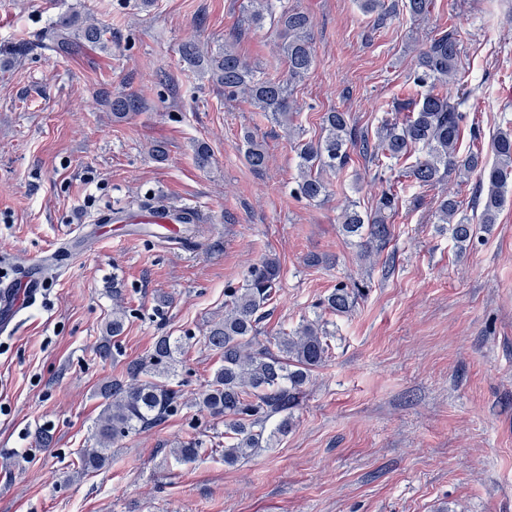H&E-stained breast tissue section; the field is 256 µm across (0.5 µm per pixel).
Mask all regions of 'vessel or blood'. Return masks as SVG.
<instances>
[{"label":"vessel or blood","instance_id":"vessel-or-blood-1","mask_svg":"<svg viewBox=\"0 0 512 512\" xmlns=\"http://www.w3.org/2000/svg\"><path fill=\"white\" fill-rule=\"evenodd\" d=\"M203 219L200 211L191 206H163L159 208L123 211L117 223H97L93 226L96 239L115 236L120 224H147L152 226L153 238L168 246H184L193 240L196 226ZM48 269L47 259L35 260L18 283L0 288V330L8 329L21 310L27 308L44 286Z\"/></svg>","mask_w":512,"mask_h":512}]
</instances>
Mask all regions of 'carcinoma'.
Wrapping results in <instances>:
<instances>
[{
  "instance_id": "1",
  "label": "carcinoma",
  "mask_w": 512,
  "mask_h": 512,
  "mask_svg": "<svg viewBox=\"0 0 512 512\" xmlns=\"http://www.w3.org/2000/svg\"><path fill=\"white\" fill-rule=\"evenodd\" d=\"M432 4L433 0H404L409 14L418 19L427 18ZM275 8V0H251L248 21L257 25L267 15L276 21L283 38L280 53L287 76H267L242 58L230 43L209 55L197 42L189 40L182 44L181 55L189 67L209 75L225 93L242 96L286 129L292 109L289 84L304 78L315 63L310 37L312 21L304 12H277ZM111 42L112 37L91 17L73 10L52 20L44 33L42 48L58 55H78L87 48L105 50ZM460 44L457 30L431 36L419 55L408 101L396 104L407 115L400 122L382 121L375 139L358 136L347 113H326L322 136L296 146L300 169L296 194L311 201L325 198L328 187L321 172L344 169L350 161V149L356 148L382 170L408 163L406 174L422 186H433L453 174L460 178L477 174L479 185L474 198L482 207L480 223L486 230L497 223L507 196L512 194V129L495 135V162L491 165L479 150L459 154L465 115L450 102L447 86L458 73ZM31 49L29 43L19 41L0 46V56L6 65ZM139 108V99L132 93L112 98V117L117 121ZM242 147L252 168L265 167L266 152L248 132L243 135ZM396 208L397 197L388 190L380 194L371 211L362 212L352 206L342 213V232L359 239L362 257L367 259L386 246L391 237L389 218ZM436 219L439 224L449 225L458 251L467 250L473 243V224L463 213L458 196L443 197ZM280 277L281 267L274 258L252 265L241 287L224 289V316L212 320L204 335V345L220 355L221 364L213 372L201 405L211 417L224 423V463L228 465L257 448L272 447L277 435L288 432L304 388L329 356L327 339L332 332L329 322L320 317L304 320L279 336L262 337L265 308L277 293ZM359 295L358 288L338 283L324 298L323 306L336 315L348 314ZM128 318L126 308L115 303L106 336L96 347L100 359H113L120 353L114 338L124 333ZM190 340V336L157 337L149 355L127 364L131 383L110 380L100 386L103 408L95 424L94 444L83 449L80 456L82 470L103 469L115 441L184 408L182 389L175 377L178 356ZM274 418L279 419L276 427L267 428ZM202 447L203 441L192 439L172 449V453L176 460L192 463Z\"/></svg>"
}]
</instances>
